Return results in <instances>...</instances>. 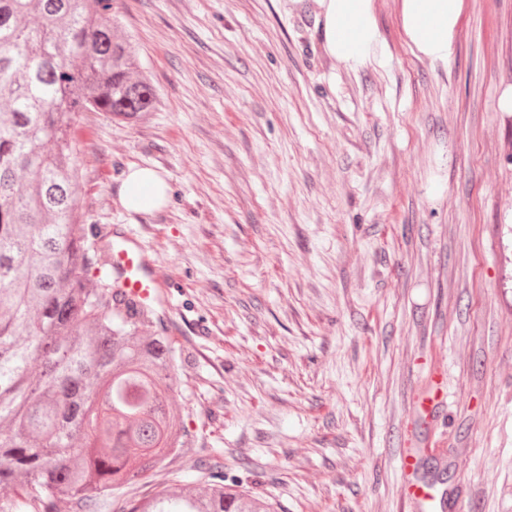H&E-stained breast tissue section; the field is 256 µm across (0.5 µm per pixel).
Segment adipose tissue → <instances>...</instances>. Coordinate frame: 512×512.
I'll return each instance as SVG.
<instances>
[{
    "mask_svg": "<svg viewBox=\"0 0 512 512\" xmlns=\"http://www.w3.org/2000/svg\"><path fill=\"white\" fill-rule=\"evenodd\" d=\"M325 49L346 68L357 71L379 62L380 33L374 0H316ZM463 0H401V23L413 53L448 64L458 54L456 39ZM167 184L151 168L129 170L121 202L135 212H151L166 199Z\"/></svg>",
    "mask_w": 512,
    "mask_h": 512,
    "instance_id": "1",
    "label": "adipose tissue"
}]
</instances>
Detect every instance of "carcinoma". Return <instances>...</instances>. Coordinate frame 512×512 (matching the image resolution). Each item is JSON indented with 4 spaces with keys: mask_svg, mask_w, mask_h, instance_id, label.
<instances>
[{
    "mask_svg": "<svg viewBox=\"0 0 512 512\" xmlns=\"http://www.w3.org/2000/svg\"><path fill=\"white\" fill-rule=\"evenodd\" d=\"M117 25V0H0V512H112L120 483L188 450L162 318L89 279L72 121L157 103ZM126 512L277 509L212 482Z\"/></svg>",
    "mask_w": 512,
    "mask_h": 512,
    "instance_id": "obj_1",
    "label": "carcinoma"
}]
</instances>
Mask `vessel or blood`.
<instances>
[{
  "mask_svg": "<svg viewBox=\"0 0 512 512\" xmlns=\"http://www.w3.org/2000/svg\"><path fill=\"white\" fill-rule=\"evenodd\" d=\"M108 265L127 297L159 306L163 314H170L172 304L165 292L167 279L161 265L132 232L116 235L109 251Z\"/></svg>",
  "mask_w": 512,
  "mask_h": 512,
  "instance_id": "vessel-or-blood-1",
  "label": "vessel or blood"
}]
</instances>
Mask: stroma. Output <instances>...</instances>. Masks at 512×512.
Instances as JSON below:
<instances>
[{
  "instance_id": "obj_1",
  "label": "stroma",
  "mask_w": 512,
  "mask_h": 512,
  "mask_svg": "<svg viewBox=\"0 0 512 512\" xmlns=\"http://www.w3.org/2000/svg\"><path fill=\"white\" fill-rule=\"evenodd\" d=\"M463 2L443 66L374 0L384 61L353 71L315 0H123L157 104L77 117L78 203L90 245L133 225L168 276L192 450L112 512L216 461L278 512H409L413 452L446 512H512V0ZM136 166L160 209L122 206ZM167 184L151 168L130 169L123 184L122 205L135 212H152L166 200Z\"/></svg>"
}]
</instances>
